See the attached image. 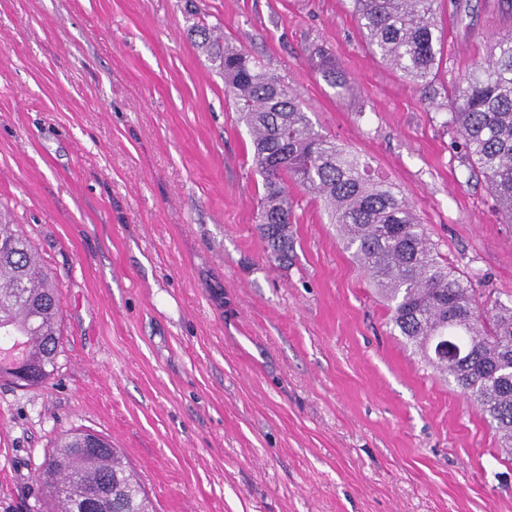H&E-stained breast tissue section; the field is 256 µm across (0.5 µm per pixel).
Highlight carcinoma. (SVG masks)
I'll list each match as a JSON object with an SVG mask.
<instances>
[{
    "label": "carcinoma",
    "instance_id": "cac0c4a2",
    "mask_svg": "<svg viewBox=\"0 0 512 512\" xmlns=\"http://www.w3.org/2000/svg\"><path fill=\"white\" fill-rule=\"evenodd\" d=\"M438 0H349L352 17L370 50L414 86L431 87L444 34ZM191 32L224 75L252 137V162L262 177L257 229L270 261L294 257L293 188L323 199L330 223L366 277L385 299L393 330L413 352L459 389L512 451V301L473 288L439 260L437 245L400 192L374 177L371 159L315 129L297 96L249 53L229 46L204 21ZM317 69L332 89L347 79L336 62L320 57ZM446 126L470 161L469 175L484 178L498 203L501 223L512 224V36L452 86ZM23 345L37 375L48 381L62 352L60 299L55 280L19 224L0 221V325ZM449 338L458 357L437 355ZM40 512H154L120 449L108 438L74 430L57 439L39 474Z\"/></svg>",
    "mask_w": 512,
    "mask_h": 512
}]
</instances>
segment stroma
Here are the masks:
<instances>
[{"instance_id":"stroma-1","label":"stroma","mask_w":512,"mask_h":512,"mask_svg":"<svg viewBox=\"0 0 512 512\" xmlns=\"http://www.w3.org/2000/svg\"><path fill=\"white\" fill-rule=\"evenodd\" d=\"M201 19L371 158L449 267L512 300V224L444 125L512 0H441L428 102L347 0H0V206L55 276L64 347L45 384L0 378V512H36L74 429L121 448L157 512H512V454L394 332L316 194L297 193L292 264L267 260ZM323 80L332 89L343 90L346 87L347 79L344 72L336 66V62L331 58L321 55L319 63L316 64Z\"/></svg>"}]
</instances>
